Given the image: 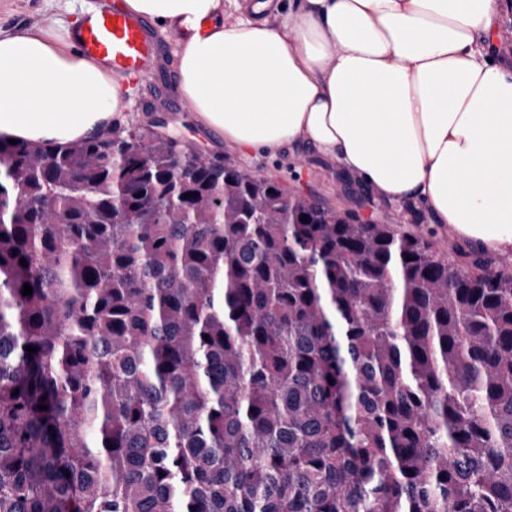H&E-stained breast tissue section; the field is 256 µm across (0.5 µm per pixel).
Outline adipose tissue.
Returning <instances> with one entry per match:
<instances>
[{
    "mask_svg": "<svg viewBox=\"0 0 512 512\" xmlns=\"http://www.w3.org/2000/svg\"><path fill=\"white\" fill-rule=\"evenodd\" d=\"M184 33L174 67L197 123L243 152L310 148L378 197L424 207L512 259V67L499 0H122ZM71 25L0 30V139L65 145L129 101ZM499 23L494 31V42L509 54H512V0H500Z\"/></svg>",
    "mask_w": 512,
    "mask_h": 512,
    "instance_id": "adipose-tissue-1",
    "label": "adipose tissue"
}]
</instances>
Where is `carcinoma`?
Masks as SVG:
<instances>
[{
    "instance_id": "obj_1",
    "label": "carcinoma",
    "mask_w": 512,
    "mask_h": 512,
    "mask_svg": "<svg viewBox=\"0 0 512 512\" xmlns=\"http://www.w3.org/2000/svg\"><path fill=\"white\" fill-rule=\"evenodd\" d=\"M470 256L150 115L0 141V512H512V277Z\"/></svg>"
}]
</instances>
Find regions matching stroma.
Here are the masks:
<instances>
[{"mask_svg":"<svg viewBox=\"0 0 512 512\" xmlns=\"http://www.w3.org/2000/svg\"><path fill=\"white\" fill-rule=\"evenodd\" d=\"M104 0H0V28L23 30L45 26L50 18L71 20L73 12L91 11ZM160 52L153 73L133 79L127 89L131 100L128 119L143 118L146 110L165 112L169 128L194 141L205 154L231 158L242 168L283 185L314 195L340 210L385 224H397L406 230L419 229L443 250H451L460 239L448 226L433 223L422 207L385 201L365 186L344 175L337 164L319 153L304 149L275 155L242 154L227 145L222 136L200 127L192 113L183 109L173 66L180 42L175 31L156 32Z\"/></svg>","mask_w":512,"mask_h":512,"instance_id":"obj_1","label":"stroma"}]
</instances>
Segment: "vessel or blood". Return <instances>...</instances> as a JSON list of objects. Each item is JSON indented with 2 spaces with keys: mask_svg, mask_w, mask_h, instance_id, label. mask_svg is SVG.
Wrapping results in <instances>:
<instances>
[{
  "mask_svg": "<svg viewBox=\"0 0 512 512\" xmlns=\"http://www.w3.org/2000/svg\"><path fill=\"white\" fill-rule=\"evenodd\" d=\"M74 43L79 52L103 60L113 72L137 78L150 73L157 54L142 18L110 7L88 13Z\"/></svg>",
  "mask_w": 512,
  "mask_h": 512,
  "instance_id": "vessel-or-blood-1",
  "label": "vessel or blood"
}]
</instances>
